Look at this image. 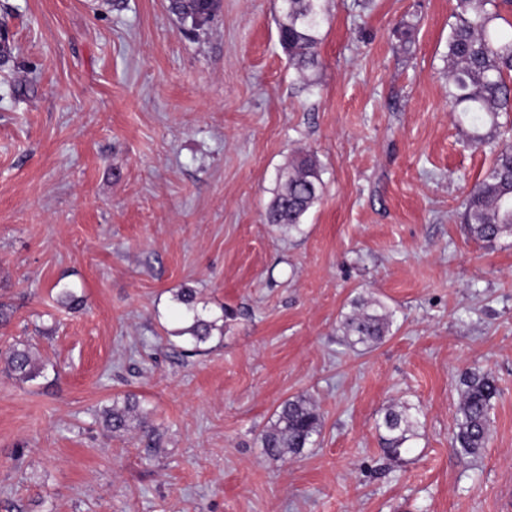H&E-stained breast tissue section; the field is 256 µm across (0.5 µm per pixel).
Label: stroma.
Returning <instances> with one entry per match:
<instances>
[{
	"instance_id": "35a3bbf8",
	"label": "stroma",
	"mask_w": 512,
	"mask_h": 512,
	"mask_svg": "<svg viewBox=\"0 0 512 512\" xmlns=\"http://www.w3.org/2000/svg\"><path fill=\"white\" fill-rule=\"evenodd\" d=\"M167 5L0 0V350L46 365L0 372V512H503L512 239L461 228L491 158L448 108L450 0H329L311 90L278 0H221L197 32ZM301 151L324 193L284 236L263 214ZM184 288L224 320L193 356ZM359 298L394 313L370 349L340 329ZM474 367L500 394L464 460ZM295 396L322 430L269 457L260 435ZM125 397L139 420L115 433L103 411ZM396 405L421 427L393 461L378 425ZM4 362L6 372L15 380L29 382L39 377L45 365L38 363L35 353L29 344L19 343L1 353V362ZM460 386L461 397L451 446L463 457H475L485 448L490 411L499 390L489 373L477 369L464 371Z\"/></svg>"
}]
</instances>
